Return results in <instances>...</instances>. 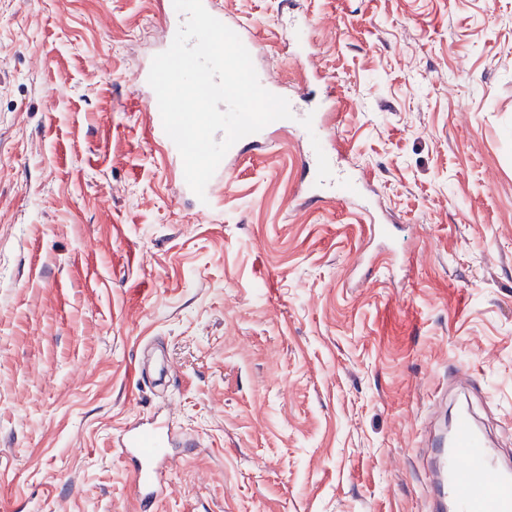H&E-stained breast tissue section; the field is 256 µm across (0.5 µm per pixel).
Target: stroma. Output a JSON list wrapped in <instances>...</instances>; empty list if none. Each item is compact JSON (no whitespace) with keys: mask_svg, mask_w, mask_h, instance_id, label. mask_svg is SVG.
<instances>
[{"mask_svg":"<svg viewBox=\"0 0 512 512\" xmlns=\"http://www.w3.org/2000/svg\"><path fill=\"white\" fill-rule=\"evenodd\" d=\"M214 6L284 92L308 15L331 147L395 240L292 204L289 124L196 212L129 83L160 0H0V512H140L113 442L167 404L196 447L158 512H432L455 373L512 467V0Z\"/></svg>","mask_w":512,"mask_h":512,"instance_id":"stroma-1","label":"stroma"}]
</instances>
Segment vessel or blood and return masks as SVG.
Masks as SVG:
<instances>
[{
    "label": "vessel or blood",
    "mask_w": 512,
    "mask_h": 512,
    "mask_svg": "<svg viewBox=\"0 0 512 512\" xmlns=\"http://www.w3.org/2000/svg\"><path fill=\"white\" fill-rule=\"evenodd\" d=\"M131 85L151 118L153 141L164 146L172 157H179V150L164 131L157 97L147 75L133 72ZM299 132L307 145L302 166L308 174L301 200L312 203L333 198L341 203L351 202L359 193V182L348 170L340 168L330 153L324 119L312 112L302 113ZM239 154V146L228 150L205 188V201L196 205L199 213L210 212ZM174 432L170 413L161 410L147 422L127 427L115 439L122 456L135 463L132 493L143 512H149L156 501L167 495L169 476L175 467L176 454L169 446ZM438 458L441 480L435 488L437 512H476L481 499L489 504L491 512H512V473L499 466L468 414H459L455 431L447 447L439 449Z\"/></svg>",
    "instance_id": "vessel-or-blood-1"
}]
</instances>
